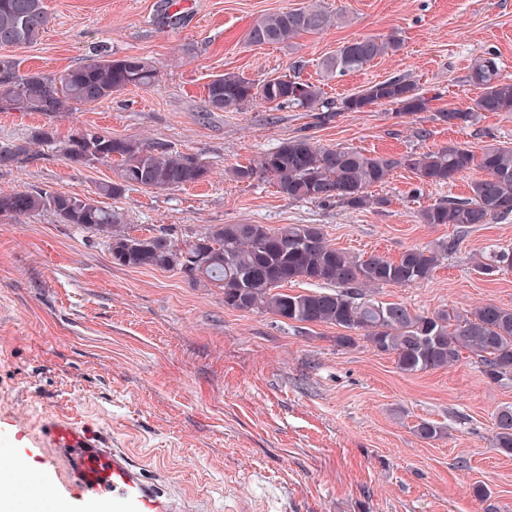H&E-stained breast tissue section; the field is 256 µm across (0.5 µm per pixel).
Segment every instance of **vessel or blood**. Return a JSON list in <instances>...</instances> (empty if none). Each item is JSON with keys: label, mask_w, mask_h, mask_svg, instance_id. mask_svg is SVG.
<instances>
[{"label": "vessel or blood", "mask_w": 512, "mask_h": 512, "mask_svg": "<svg viewBox=\"0 0 512 512\" xmlns=\"http://www.w3.org/2000/svg\"><path fill=\"white\" fill-rule=\"evenodd\" d=\"M41 434L51 452L42 461L44 477H36L18 459L0 455V494L22 502H50L66 494L108 503L112 512H185L124 448L107 434L67 418L47 420Z\"/></svg>", "instance_id": "vessel-or-blood-1"}]
</instances>
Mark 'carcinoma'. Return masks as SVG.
I'll list each match as a JSON object with an SVG mask.
<instances>
[{
    "instance_id": "1",
    "label": "carcinoma",
    "mask_w": 512,
    "mask_h": 512,
    "mask_svg": "<svg viewBox=\"0 0 512 512\" xmlns=\"http://www.w3.org/2000/svg\"><path fill=\"white\" fill-rule=\"evenodd\" d=\"M49 23L44 0H0V46L32 44ZM330 23V15L312 3L259 18L245 38L252 45L288 44ZM399 48L400 40L392 34L355 38L341 45L324 67L327 73L342 76ZM158 80L157 67L138 56L102 54L54 75L20 74L15 61L1 56L0 111L50 116L72 104H98L131 86L151 88ZM468 81L480 90L473 104L464 110L442 109L437 120L459 126L474 122L481 112L512 113V79L502 76L495 54L488 52L478 59ZM257 101L306 112L325 107L322 88L295 75L256 83L237 73H224L206 86L205 105L211 112H240ZM429 101L414 81L395 77L365 86L345 98L340 110L362 112L388 104L413 113L426 110ZM52 142V134L39 129L19 143L0 144V168L18 165L33 155V146ZM58 145L63 157L77 166L119 160L116 179L97 186V194L107 198H118L133 187L173 190L209 176L208 166L198 156L175 152L163 143L81 131ZM397 168L410 170L422 186L452 184L474 169L484 173L470 183L469 196L422 209L418 217L423 224L463 228L512 216V146L502 144L486 145L477 152L451 143L428 152L393 156L324 147L302 136L282 143L254 166L235 169L234 175L241 180L271 179L290 200L356 211L383 204L368 190L384 183ZM49 211L58 223L101 240L112 263L178 271L205 288L222 290L227 309L261 311L288 322L344 329L346 333L336 337L337 345L349 347L363 339L376 351L392 356L396 368L405 374L445 369L466 354L489 383L512 385V308L487 303L464 312L417 314L401 303L379 301L372 295L379 286L430 280L450 244L408 248L395 261L380 256L358 259L328 244L318 224H284L275 229L211 224L182 234L178 241L164 233L131 235L123 212L92 197L38 187L0 194V215L23 218ZM504 266L512 269V248L495 246L475 264V271L492 276ZM297 281L308 289L295 294L283 290ZM493 445L512 455L511 407L495 416Z\"/></svg>"
}]
</instances>
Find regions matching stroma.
<instances>
[{
	"instance_id": "35a3bbf8",
	"label": "stroma",
	"mask_w": 512,
	"mask_h": 512,
	"mask_svg": "<svg viewBox=\"0 0 512 512\" xmlns=\"http://www.w3.org/2000/svg\"><path fill=\"white\" fill-rule=\"evenodd\" d=\"M309 0H46L51 21L35 43L0 47L19 72L57 74L100 51L151 60L159 81L93 106L50 116L0 112V143L39 128L162 142L200 156L205 182L176 190H130L113 208L131 234L207 224H318L333 247L398 259L410 247L453 242L431 280L385 285L377 298L418 313L512 307V269L474 271L492 245L512 247V219L459 228L422 224L421 209L464 197L479 170L453 184L419 186L398 168L373 187L364 210L292 201L272 181L240 180L282 142L307 136L326 147L395 156L451 143L512 144V114L483 113L449 126L438 110L479 94L466 80L485 53L512 79V0H321L338 24L287 45L254 46L245 33L262 15ZM397 35L395 54L343 76L322 61L345 41ZM298 72L320 85L330 112L254 104L207 111L205 86L237 72L255 82ZM406 77L431 94L426 111L396 106L343 112L364 86ZM0 169V192L40 187L93 196L115 166H75L47 146ZM340 331L226 309L223 294L174 271L113 264L101 242L48 212L0 215V451L39 473L47 449L41 424L56 415L108 431L163 470L167 487L206 512H512V456L492 445L494 418L512 406V386L489 384L474 364L407 375L365 341ZM443 438L420 439L421 422ZM490 497L479 501L475 486Z\"/></svg>"
}]
</instances>
